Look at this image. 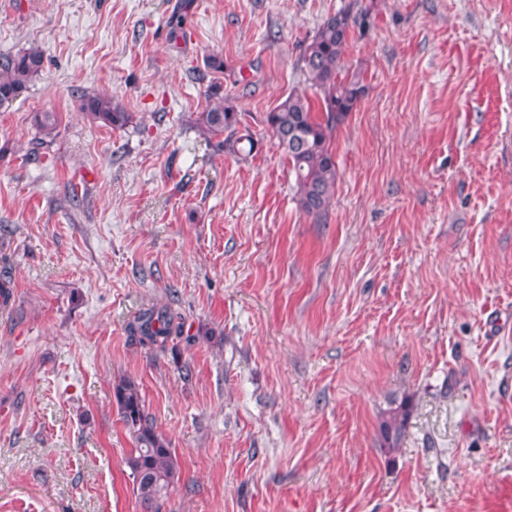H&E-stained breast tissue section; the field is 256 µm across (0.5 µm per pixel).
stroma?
<instances>
[{"instance_id": "stroma-1", "label": "stroma", "mask_w": 512, "mask_h": 512, "mask_svg": "<svg viewBox=\"0 0 512 512\" xmlns=\"http://www.w3.org/2000/svg\"><path fill=\"white\" fill-rule=\"evenodd\" d=\"M365 9L316 221L266 115ZM29 47L0 106V512H142L123 377L178 462L161 512H512V0H0V55ZM218 102L251 155L200 131ZM154 305L189 341L131 336ZM43 67V54L36 47L0 56V105L15 99ZM79 108L94 120L107 126L123 127L130 119L128 113L121 112L117 107L112 106V99L98 95H81L79 97ZM413 405L409 400H403L390 408L381 418L379 429L382 446L388 451L394 450L404 434Z\"/></svg>"}]
</instances>
